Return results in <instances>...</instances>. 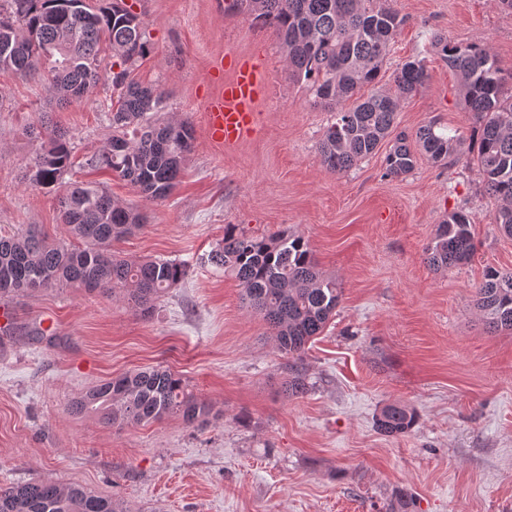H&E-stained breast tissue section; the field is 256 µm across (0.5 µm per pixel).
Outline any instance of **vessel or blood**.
Instances as JSON below:
<instances>
[{
  "mask_svg": "<svg viewBox=\"0 0 512 512\" xmlns=\"http://www.w3.org/2000/svg\"><path fill=\"white\" fill-rule=\"evenodd\" d=\"M213 89L206 101V132L219 145L239 143L256 124L257 103L266 87L257 65L237 67L232 78H225L223 63L211 69Z\"/></svg>",
  "mask_w": 512,
  "mask_h": 512,
  "instance_id": "1",
  "label": "vessel or blood"
}]
</instances>
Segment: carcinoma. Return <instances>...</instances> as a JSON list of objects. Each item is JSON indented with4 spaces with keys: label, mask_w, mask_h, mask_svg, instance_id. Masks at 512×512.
Segmentation results:
<instances>
[{
    "label": "carcinoma",
    "mask_w": 512,
    "mask_h": 512,
    "mask_svg": "<svg viewBox=\"0 0 512 512\" xmlns=\"http://www.w3.org/2000/svg\"><path fill=\"white\" fill-rule=\"evenodd\" d=\"M226 10L244 13L273 29L290 77L303 84L314 104L336 113L319 145L325 167L344 174L374 153L392 133L402 97L427 80L423 61L397 68L395 90L377 89L390 46L406 22L393 0H229ZM433 49L455 73L463 105L479 123L476 157L486 193L497 203L494 223L512 236V94L488 48L450 45ZM111 51L119 70L102 66ZM149 51L146 25L125 0H0V70L41 78L62 106L98 85L112 87L111 133L85 165L107 169L129 182L149 202L167 198L194 145L192 124L162 116L163 92L132 77L133 66ZM50 62L47 68L42 62ZM41 152L26 174L28 182L58 194L61 223L75 243L49 238L36 224L0 235V297L35 296L63 287L88 295L124 299L147 317L158 301L188 275L176 261H135L114 245L146 222L132 204L115 200L103 187L65 184L72 166L71 137L54 123L26 128ZM419 150L398 134L385 155L391 177L411 173L419 156L453 164L466 153L465 140L435 121L415 134ZM474 251L472 224L462 211L448 213L425 248L426 260L447 271L468 263ZM205 263L232 276L251 310L270 326L288 357L283 392L307 391L303 371L309 346L321 335L342 299L341 284L318 267L308 239L296 232L252 235L236 224ZM475 307L492 330L512 329V271L489 268L476 289ZM73 415L92 414L109 428L177 417L202 427L212 408L188 391L183 378L152 366L105 380L67 406ZM417 422L401 403L384 406L377 431L398 436ZM0 512H127L124 504L79 485L29 482L0 486Z\"/></svg>",
    "instance_id": "1"
}]
</instances>
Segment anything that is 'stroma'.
Listing matches in <instances>:
<instances>
[{
  "label": "stroma",
  "mask_w": 512,
  "mask_h": 512,
  "mask_svg": "<svg viewBox=\"0 0 512 512\" xmlns=\"http://www.w3.org/2000/svg\"><path fill=\"white\" fill-rule=\"evenodd\" d=\"M151 44L135 71L166 95L170 118L189 119L194 150L167 199L140 202L103 170L96 181L138 202L145 226L116 243L132 260L189 264L187 279L152 318L118 299L73 289L11 298L0 333V484H78L124 502L128 512H385L396 491L415 512H512V331L490 332L475 292L486 269H512V237L493 222L494 201L473 163L420 158L402 177L385 174V140L339 175L318 143L334 115L293 82L272 29L226 10L224 0H126ZM407 22L381 73L410 58L429 78L402 99L397 131L429 121L474 144L475 123L433 36L484 45L512 74V12L496 0H395ZM220 57L258 64L268 85L259 121L239 144L205 133L210 67ZM105 86L61 109L41 81L0 70V231L40 225L67 236L54 193L23 175L39 149L25 129L42 113L69 130L78 155L110 132ZM466 212L475 251L442 272L425 248L449 212ZM228 224L261 235L304 234L343 295L305 359L310 390L286 397V357L223 272L201 263ZM39 328L40 337L27 328ZM170 368L215 418L107 428L67 413L69 400L103 380ZM414 407L411 432L388 437L374 420L385 405Z\"/></svg>",
  "instance_id": "1"
}]
</instances>
